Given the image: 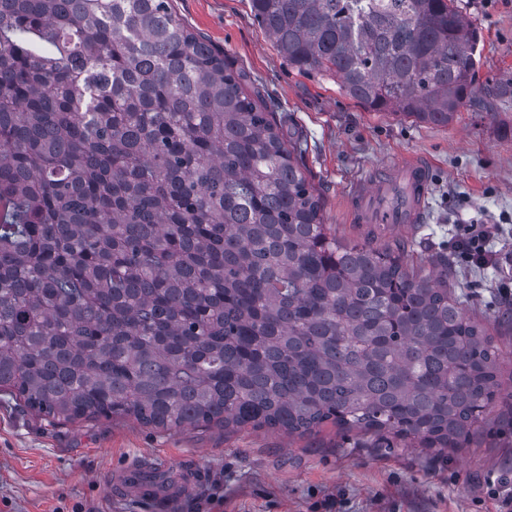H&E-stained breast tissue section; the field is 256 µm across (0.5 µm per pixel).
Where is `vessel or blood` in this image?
<instances>
[{
	"mask_svg": "<svg viewBox=\"0 0 512 512\" xmlns=\"http://www.w3.org/2000/svg\"><path fill=\"white\" fill-rule=\"evenodd\" d=\"M431 193L430 163L411 155L398 164L370 172L353 197V214L358 223L401 225L412 229L424 223ZM109 486L115 492L151 496L159 485L143 484L134 469L116 475Z\"/></svg>",
	"mask_w": 512,
	"mask_h": 512,
	"instance_id": "vessel-or-blood-1",
	"label": "vessel or blood"
}]
</instances>
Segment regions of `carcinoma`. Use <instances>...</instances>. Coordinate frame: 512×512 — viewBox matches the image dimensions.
<instances>
[{"label": "carcinoma", "instance_id": "obj_1", "mask_svg": "<svg viewBox=\"0 0 512 512\" xmlns=\"http://www.w3.org/2000/svg\"><path fill=\"white\" fill-rule=\"evenodd\" d=\"M288 67L446 125L496 116L456 0H249ZM168 0H0V392L439 457L512 405L501 350L409 242L344 243L288 114Z\"/></svg>", "mask_w": 512, "mask_h": 512}]
</instances>
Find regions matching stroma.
Here are the masks:
<instances>
[{
    "mask_svg": "<svg viewBox=\"0 0 512 512\" xmlns=\"http://www.w3.org/2000/svg\"><path fill=\"white\" fill-rule=\"evenodd\" d=\"M482 39L478 82L512 78V0H461ZM183 24L224 51L267 104L296 122L323 220L345 241H411L406 259L454 253L462 224H493L492 250L512 256V97L497 119L462 108L446 125L402 120L348 98L334 77L289 68L254 24L249 0H173ZM408 153L433 164V194L417 230H374L351 220L349 201L368 172ZM451 281L470 314L504 309L512 264L454 261ZM167 462L177 498L110 496L124 466ZM200 478L184 484L186 467ZM512 477V420L501 418L441 462L417 448H354L325 432L293 438L267 430L152 431L131 418L58 426L0 395V512H501L490 475Z\"/></svg>",
    "mask_w": 512,
    "mask_h": 512,
    "instance_id": "35a3bbf8",
    "label": "stroma"
}]
</instances>
